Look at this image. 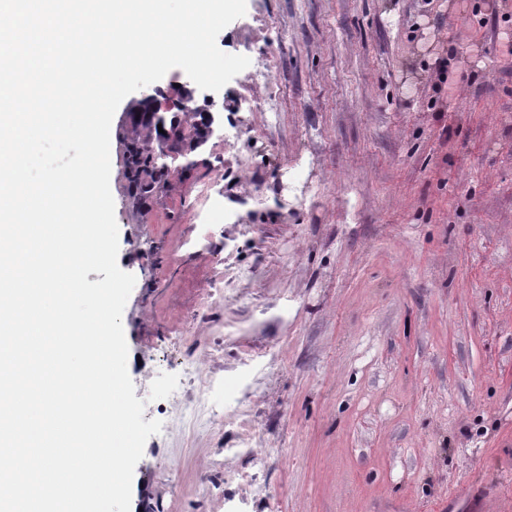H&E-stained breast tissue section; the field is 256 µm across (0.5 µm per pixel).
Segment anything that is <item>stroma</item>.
Returning <instances> with one entry per match:
<instances>
[{
  "label": "stroma",
  "mask_w": 512,
  "mask_h": 512,
  "mask_svg": "<svg viewBox=\"0 0 512 512\" xmlns=\"http://www.w3.org/2000/svg\"><path fill=\"white\" fill-rule=\"evenodd\" d=\"M246 3L217 44L272 84L194 90L224 134L165 192L131 194L122 133L185 72L111 124L129 375L164 426L134 512H512V0Z\"/></svg>",
  "instance_id": "35a3bbf8"
}]
</instances>
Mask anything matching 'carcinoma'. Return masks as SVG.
<instances>
[{
  "instance_id": "1",
  "label": "carcinoma",
  "mask_w": 512,
  "mask_h": 512,
  "mask_svg": "<svg viewBox=\"0 0 512 512\" xmlns=\"http://www.w3.org/2000/svg\"><path fill=\"white\" fill-rule=\"evenodd\" d=\"M152 97L138 101L135 111L143 113L145 121L134 124L127 132L124 164L130 188L135 193H158L167 185L166 177L172 170L173 157L167 145L159 142L160 121L151 112ZM183 118L169 128L167 140L183 141L191 135L199 142L201 125L194 121L196 112H182Z\"/></svg>"
}]
</instances>
